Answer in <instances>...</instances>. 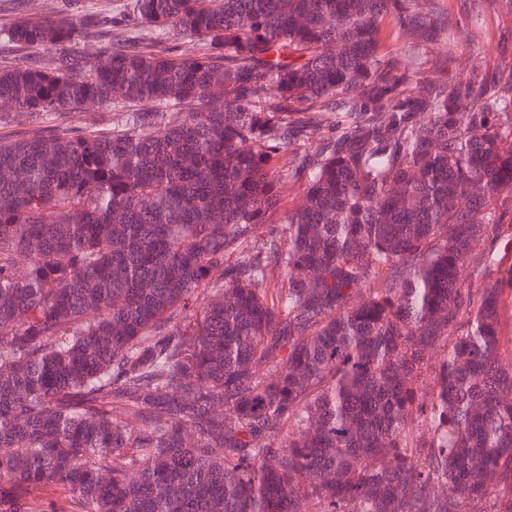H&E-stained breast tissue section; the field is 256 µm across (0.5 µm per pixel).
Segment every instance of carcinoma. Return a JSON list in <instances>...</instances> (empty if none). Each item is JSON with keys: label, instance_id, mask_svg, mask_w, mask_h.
I'll return each instance as SVG.
<instances>
[{"label": "carcinoma", "instance_id": "cac0c4a2", "mask_svg": "<svg viewBox=\"0 0 512 512\" xmlns=\"http://www.w3.org/2000/svg\"><path fill=\"white\" fill-rule=\"evenodd\" d=\"M16 2L0 103L126 129L0 137V512H512V70L383 54L421 0H132L95 60ZM59 121L79 130H99L113 134L121 133L124 128L116 112L97 105H89L83 112L71 114Z\"/></svg>", "mask_w": 512, "mask_h": 512}]
</instances>
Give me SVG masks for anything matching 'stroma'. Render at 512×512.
Wrapping results in <instances>:
<instances>
[{"mask_svg":"<svg viewBox=\"0 0 512 512\" xmlns=\"http://www.w3.org/2000/svg\"><path fill=\"white\" fill-rule=\"evenodd\" d=\"M434 16L447 24L451 43H437L405 54L392 24H385L384 53L419 64L423 78H468L472 70L512 66V0H430Z\"/></svg>","mask_w":512,"mask_h":512,"instance_id":"35a3bbf8","label":"stroma"}]
</instances>
